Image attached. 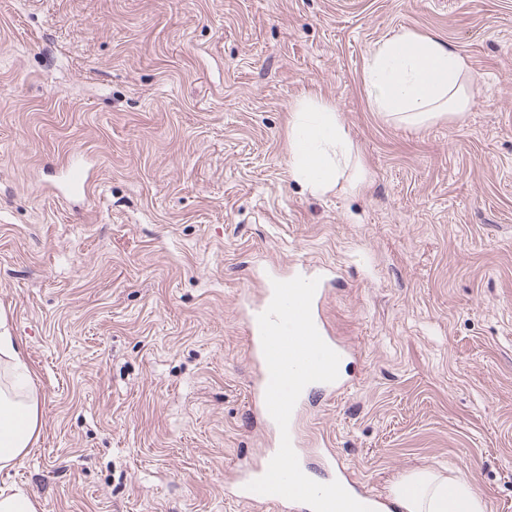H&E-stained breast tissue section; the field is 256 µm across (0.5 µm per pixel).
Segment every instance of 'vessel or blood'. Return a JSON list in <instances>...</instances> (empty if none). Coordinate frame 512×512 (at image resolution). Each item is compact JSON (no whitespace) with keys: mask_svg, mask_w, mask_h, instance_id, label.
I'll return each instance as SVG.
<instances>
[{"mask_svg":"<svg viewBox=\"0 0 512 512\" xmlns=\"http://www.w3.org/2000/svg\"><path fill=\"white\" fill-rule=\"evenodd\" d=\"M66 185L68 193L79 195L89 194L92 180L87 174L79 156H72L67 166ZM265 279L286 281L297 276L318 279L319 285L312 301V317L315 326L329 345L334 347L342 362H349L356 352L349 346L337 343L326 327L321 313L324 299L336 281L333 267L299 263L288 270L264 271ZM273 296L272 288H265L261 293L249 295L240 305L239 314L248 328V353L250 372L248 380V405L262 425L270 450H278L280 431L270 416L266 403L265 392L269 382V371L264 358L257 317L269 306ZM353 381L346 375H339L332 383H312L301 393L293 410L289 432L292 446L298 455L300 467L309 478H322L323 482L339 481L342 486L359 502L372 508L373 512H381L384 500L378 496L369 484L351 474L348 466L336 454L334 449L312 436L306 431L305 420L311 412L316 400L335 401L342 399L352 387ZM269 457H261L254 462H239L236 475L227 478L224 484L226 497L243 501L252 505L272 508L273 512H311L308 505L292 502L276 495H260L247 491L246 486L252 480L261 477L267 470Z\"/></svg>","mask_w":512,"mask_h":512,"instance_id":"b4317fda","label":"vessel or blood"}]
</instances>
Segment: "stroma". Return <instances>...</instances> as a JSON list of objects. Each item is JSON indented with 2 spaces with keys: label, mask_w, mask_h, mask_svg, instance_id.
I'll return each mask as SVG.
<instances>
[{
  "label": "stroma",
  "mask_w": 512,
  "mask_h": 512,
  "mask_svg": "<svg viewBox=\"0 0 512 512\" xmlns=\"http://www.w3.org/2000/svg\"><path fill=\"white\" fill-rule=\"evenodd\" d=\"M478 78L412 128L363 81L402 30ZM328 101L363 179L289 172L290 110ZM88 198L43 192L72 154ZM335 267L361 356L307 421L378 495L428 466L512 512V0H0V309L42 427L0 485L41 512H260L238 316L264 267Z\"/></svg>",
  "instance_id": "obj_1"
}]
</instances>
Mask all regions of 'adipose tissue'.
Returning <instances> with one entry per match:
<instances>
[{
    "mask_svg": "<svg viewBox=\"0 0 512 512\" xmlns=\"http://www.w3.org/2000/svg\"><path fill=\"white\" fill-rule=\"evenodd\" d=\"M364 83L375 112L419 127L469 111L476 78L446 42L406 31L371 52ZM289 156L293 176L315 194L334 188L349 168L353 144L322 98L305 96L293 106ZM5 325L0 314V472L29 453L41 428L34 374ZM389 492L404 512H485L466 481L429 468L410 470Z\"/></svg>",
    "mask_w": 512,
    "mask_h": 512,
    "instance_id": "obj_1",
    "label": "adipose tissue"
}]
</instances>
